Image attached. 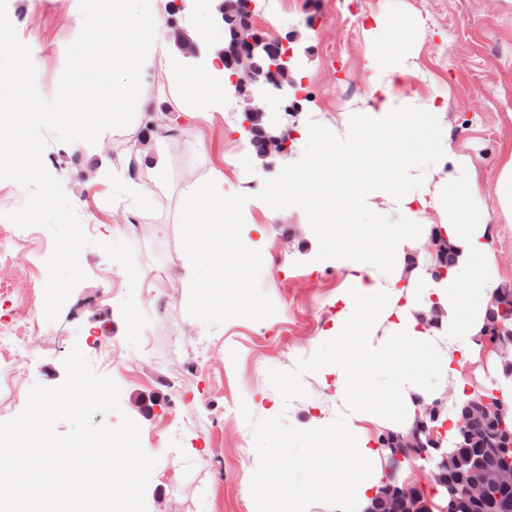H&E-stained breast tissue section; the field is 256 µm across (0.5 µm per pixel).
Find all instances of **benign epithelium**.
I'll return each mask as SVG.
<instances>
[{
    "instance_id": "benign-epithelium-1",
    "label": "benign epithelium",
    "mask_w": 512,
    "mask_h": 512,
    "mask_svg": "<svg viewBox=\"0 0 512 512\" xmlns=\"http://www.w3.org/2000/svg\"><path fill=\"white\" fill-rule=\"evenodd\" d=\"M215 17L224 29V45L216 51V62L234 72L231 81L233 95L246 97L243 127L249 132L253 124L262 123L266 112L262 107L264 98L272 93L288 96V91L296 87L292 72L294 52L288 41L270 37L265 29L257 23L254 14V0H236L229 4L225 0H215ZM175 45L182 56L190 61H199L208 53L202 42L190 38L185 28L174 30ZM264 151L267 157L273 152L288 155L291 136L289 129L280 132L263 130ZM441 402L423 406L416 411L421 427L406 435L398 436V448L393 451V458L401 461L417 456L426 461L430 467L440 471L454 465L459 460L455 451L446 448H426L421 434H428V439L436 440L437 435L445 434L442 426L434 425L438 420ZM483 448L474 449L469 456V474L466 484L458 488L452 484L446 487L448 506L442 512H452L453 506L460 499L487 502L499 489L512 488V432L501 425L498 427L496 443L491 452L500 458L499 466L489 471L483 463ZM392 512H422L424 505L412 495L405 485L391 493Z\"/></svg>"
}]
</instances>
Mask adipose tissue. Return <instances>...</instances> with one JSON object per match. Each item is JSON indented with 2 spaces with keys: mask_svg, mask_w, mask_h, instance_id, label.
<instances>
[{
  "mask_svg": "<svg viewBox=\"0 0 512 512\" xmlns=\"http://www.w3.org/2000/svg\"><path fill=\"white\" fill-rule=\"evenodd\" d=\"M138 0H110L112 11V120L145 111L148 102L136 82L148 68L159 67L181 100L192 101L199 113L209 112L219 98L217 86L225 72L215 65L203 70L181 69L177 58H157L164 29L159 13L144 16ZM406 55L397 51L368 65V95L372 101L363 121L343 115L340 128L325 132L300 122L303 145L320 144L310 165L290 171L289 191L282 203L312 213L314 234L323 250L334 252L345 280L336 294V313L325 330L327 349L317 362L325 387L338 404L335 418L313 417L309 436L337 434L345 450L336 466V483L313 484L310 495L333 499L337 512H365L382 486L378 470L380 449L371 447L363 422H382L392 431H410L418 403H432L443 394L456 357L473 358L485 323L492 291L484 284L494 264L488 247L491 226L480 213L465 209L464 201L478 188L471 159L450 156L446 115L434 104L404 112L391 92L395 76L406 71ZM377 126L383 140L366 148L362 123ZM409 133L414 147L382 167L385 145ZM348 155L358 170L339 195L342 207L365 217L382 238L336 239V228L323 220L320 189L332 183V165ZM231 218L233 203L224 196V181L194 187L185 204L189 235L183 251L188 266L202 256L198 217L200 206ZM446 230L457 263L447 276L431 273L433 257L414 263L413 252L424 250L433 224Z\"/></svg>",
  "mask_w": 512,
  "mask_h": 512,
  "instance_id": "ef3b65f1",
  "label": "adipose tissue"
}]
</instances>
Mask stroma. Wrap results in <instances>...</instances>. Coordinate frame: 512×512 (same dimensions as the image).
Segmentation results:
<instances>
[{"mask_svg": "<svg viewBox=\"0 0 512 512\" xmlns=\"http://www.w3.org/2000/svg\"><path fill=\"white\" fill-rule=\"evenodd\" d=\"M336 2L255 0L258 15L274 16L276 34L293 40L299 117L332 130L341 113L369 106L366 66L393 46L367 34L366 18L386 14L421 30L395 92L409 112L430 100L445 106L450 149L470 157L479 174L474 205L493 226L496 275L512 285V223L492 194L499 161L512 151V0H351L343 13ZM6 3L19 40L30 49L37 88L53 97L67 48L82 28L79 0ZM137 90L162 102L161 111L144 114L152 128L178 129L179 139L146 144L132 124L105 131L93 146L47 141L44 164L93 240L80 256L87 278L56 321L44 315L52 236L43 227L21 229L6 220L25 196L15 182L0 180V236L13 237L11 259L0 273V322L25 328L34 319L42 336L14 391L0 393V422L24 409L34 385L61 384L64 360L76 347L121 388V413L95 414L94 423L115 426L128 415L140 426L143 449L158 459L147 512H264L265 503L251 494L263 479L280 495L277 512H287L309 484L298 464L306 441L297 430L317 412L336 415L334 392L323 386L315 365L345 278L333 258L311 251L308 213L278 209L264 193L266 185L283 183L288 169L304 166V151L297 146L289 156L273 155L264 167L249 168L238 162L254 151L241 129L242 99L225 96L223 111L205 116L183 112L155 69L139 78ZM216 171L224 176L226 196L251 190L243 216L263 227L264 254L246 262L231 244L234 226H213L209 233L224 239V251L200 269L205 289L199 292L189 288L182 266V208L188 185ZM138 187L152 191L149 209H137L132 191ZM116 239L134 247L140 271H171L169 287L130 288L124 269L101 248ZM129 295L150 319L137 349L126 340L120 309ZM228 297L239 310L226 309ZM495 367L485 348L478 359L456 363L448 380H464L469 392L481 394L497 384ZM272 434L282 436L290 459L268 458L265 439Z\"/></svg>", "mask_w": 512, "mask_h": 512, "instance_id": "1", "label": "stroma"}]
</instances>
